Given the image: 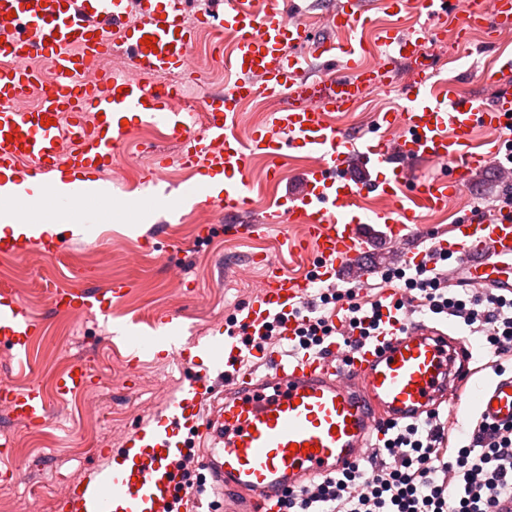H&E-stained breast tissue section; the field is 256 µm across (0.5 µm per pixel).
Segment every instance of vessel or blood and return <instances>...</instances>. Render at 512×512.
<instances>
[{
  "mask_svg": "<svg viewBox=\"0 0 512 512\" xmlns=\"http://www.w3.org/2000/svg\"><path fill=\"white\" fill-rule=\"evenodd\" d=\"M285 4L223 0L220 9L190 19L184 0H140V19L129 24L127 0H0V55L13 59L0 70V185L6 173L19 176L14 193L0 197V209L24 204L31 215L40 214L37 188L68 206L111 197L109 172L130 135L124 124L129 113L182 145L181 160L194 179L180 194H172L154 170L141 181L172 214L190 196L232 221L254 204L247 178L254 156L267 158L273 178L289 151L315 160L304 172L303 191L284 196L248 227L262 234L288 222L304 225L305 241L286 237L282 245L291 252L308 244L321 259L310 277L264 261L266 274L244 321L255 330L269 315H279L278 348L261 354L259 368H245L237 344L217 338L198 352L173 335L176 314L158 320L157 328L172 333L166 356L193 367L191 385L152 432L130 436V447L139 450L132 466L107 461L69 486L57 501L59 512H170L183 484L170 462L183 451L176 440L183 425L195 433L215 495H242L249 499L248 512H275L283 489L341 473L372 446L381 421L421 418L431 403L446 398L449 385L469 376L468 343L450 337L447 322L416 320L398 309L395 288L382 294L374 341L347 351L334 344L323 353L289 354L285 348L295 342L314 286L335 284L340 271L356 267L372 225H385L391 240L404 238L410 225L447 206L472 168L499 153L500 141L483 148L473 136L479 129L495 134L512 126V56L499 59L488 75L495 94L486 103L452 82L437 87L429 69L416 71L398 90L402 109L375 120L396 130V137L358 145L348 129L330 122V114L351 111L366 86L387 84L398 64L419 59L426 31L383 28L379 50L369 55L351 42L309 39L303 20H288ZM379 6L393 18L416 10L431 25L456 17L463 31L491 35L512 27V0H380ZM367 20L362 0H342L327 25L344 31ZM215 24L235 39L223 58L234 82L224 93L205 96L209 121L199 130L192 113L181 109L184 89L175 78L194 77L188 48ZM146 36L152 45L143 44ZM115 45L126 53L127 68L96 70L97 60ZM312 57L328 66L322 79L306 75ZM246 98H285L289 104L244 137L237 127ZM355 160L377 170L373 182L351 176ZM416 161L449 166L450 176L421 180L410 168ZM219 172L224 186L211 190L206 178ZM371 193L389 198V205L365 209L362 200ZM406 196L411 204H403ZM452 232L451 240H438L432 251L410 255V263L428 266L434 254L448 252L478 287L512 291V213L468 216ZM63 247L53 237H0L1 254L35 252L52 259ZM124 293L121 283L93 289L76 280L52 291L50 303L61 314H101ZM40 332L29 307L1 291L0 345L23 358ZM220 364L227 385L219 399L208 389L210 372ZM91 377L86 364H74L56 378L57 397L86 389ZM0 402L25 425L44 424L50 416L49 399L37 384L22 390L1 385ZM468 404L485 421L512 424V377L476 387Z\"/></svg>",
  "mask_w": 512,
  "mask_h": 512,
  "instance_id": "b4317fda",
  "label": "vessel or blood"
}]
</instances>
